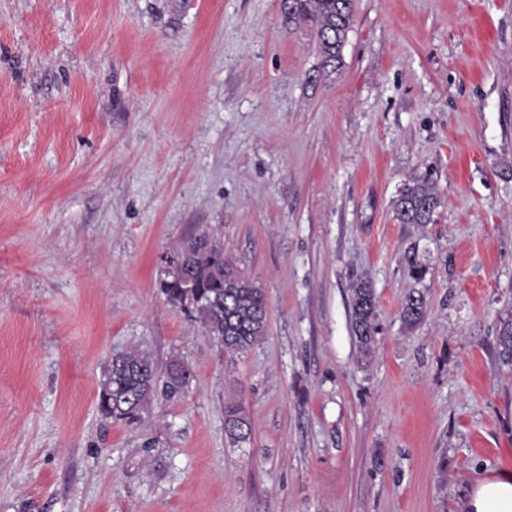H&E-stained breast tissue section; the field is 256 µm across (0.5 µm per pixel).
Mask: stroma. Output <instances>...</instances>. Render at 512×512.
<instances>
[{
    "instance_id": "obj_1",
    "label": "stroma",
    "mask_w": 512,
    "mask_h": 512,
    "mask_svg": "<svg viewBox=\"0 0 512 512\" xmlns=\"http://www.w3.org/2000/svg\"><path fill=\"white\" fill-rule=\"evenodd\" d=\"M342 59L278 0H0V512H461L512 464V0H354ZM202 230L267 296L245 354L157 287ZM133 344L190 382L102 420ZM439 205V195L426 178L405 183L393 200V214L400 224H430ZM377 301L374 288L365 282L353 288L352 324L365 353H369L376 333ZM425 300L423 295H409L401 310V318L405 325L413 327L423 318L425 313ZM224 430L232 444L246 443L251 437V424L243 408L235 402H228L224 406Z\"/></svg>"
}]
</instances>
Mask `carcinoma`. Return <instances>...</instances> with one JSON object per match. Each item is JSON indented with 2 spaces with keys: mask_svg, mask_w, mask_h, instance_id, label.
I'll return each instance as SVG.
<instances>
[{
  "mask_svg": "<svg viewBox=\"0 0 512 512\" xmlns=\"http://www.w3.org/2000/svg\"><path fill=\"white\" fill-rule=\"evenodd\" d=\"M284 9L286 24L304 23L311 27L322 73H336L352 27L354 0H288ZM438 205L439 195L433 183L414 178L393 200V214L400 224H430ZM172 253L186 258L192 272L188 282L173 278L160 281L159 288L167 302L199 323L205 334L229 355H240L259 345L267 332V297L232 258L224 255V241L206 233L189 236ZM425 308L423 295L408 296L401 310L402 321L409 327L417 325ZM376 312L374 288L365 282L356 284L352 324L366 353L374 342ZM190 378V368L180 359H170L161 372L148 351L133 345L112 355L101 383L98 411L105 419L136 423L157 388L172 397L186 388ZM224 430L233 444L245 443L251 437V424L235 402L224 406Z\"/></svg>",
  "mask_w": 512,
  "mask_h": 512,
  "instance_id": "obj_1",
  "label": "carcinoma"
}]
</instances>
